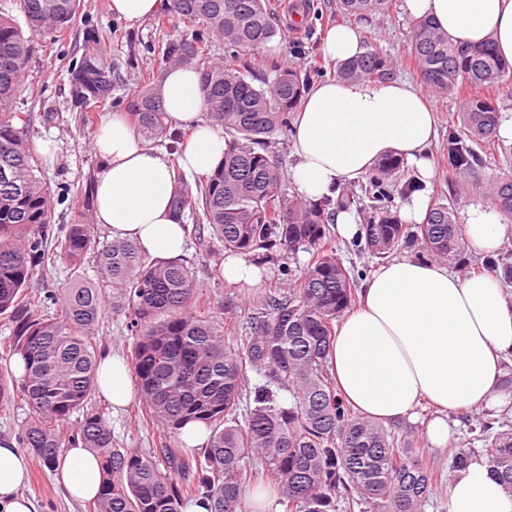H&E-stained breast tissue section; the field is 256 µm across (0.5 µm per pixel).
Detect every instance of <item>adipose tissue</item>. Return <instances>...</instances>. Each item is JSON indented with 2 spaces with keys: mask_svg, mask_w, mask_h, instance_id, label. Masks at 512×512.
Returning a JSON list of instances; mask_svg holds the SVG:
<instances>
[{
  "mask_svg": "<svg viewBox=\"0 0 512 512\" xmlns=\"http://www.w3.org/2000/svg\"><path fill=\"white\" fill-rule=\"evenodd\" d=\"M416 20H431L451 43L474 47L493 41L512 63V0H404ZM168 123L192 136L169 154L149 147L118 114L95 137L101 171L94 187L95 219L112 238L135 242L154 257L174 260L187 247L183 221L171 206L177 173H211L224 160V133L206 121L198 72L168 68L162 81ZM438 136L437 114L405 81L375 85L337 78L316 84L293 123L292 181L300 195L318 202L342 185L369 174L395 156L413 166L421 183L434 175L429 148ZM473 250L497 253L512 237L498 208L468 209L461 226ZM512 357V293L494 273L460 277L444 264L411 257L378 265L360 288V304L336 328L329 366L339 394L355 411L382 424L432 410L426 425L431 445H448V415L476 408L503 412V363ZM97 387L113 409L133 399L130 369L105 354ZM56 481L72 497L89 500L102 484L93 451L67 449L52 465ZM29 460L15 442L0 441V512H36L20 494ZM448 512H512V496L472 462L448 487Z\"/></svg>",
  "mask_w": 512,
  "mask_h": 512,
  "instance_id": "1",
  "label": "adipose tissue"
}]
</instances>
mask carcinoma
<instances>
[{"mask_svg":"<svg viewBox=\"0 0 512 512\" xmlns=\"http://www.w3.org/2000/svg\"><path fill=\"white\" fill-rule=\"evenodd\" d=\"M29 35L0 14V315L14 323L3 356H20L23 374L0 373V405L18 397L30 420L17 445L52 467L66 449L82 445L100 460L103 479L91 512H182L195 501L207 512H237L258 462L274 481L284 512H423L443 468L424 456L412 428L402 441L381 423L354 411L337 393L328 365L336 321L355 303L356 284L334 250V216L357 203L342 188L336 199L312 203L282 190L281 172L268 151V137L288 124L311 81L323 74L314 63L302 75L279 69L272 85H254L243 52L282 36L270 0H167L165 12L191 29V36L168 44L167 64H190L201 78L206 115L224 129V161L197 177L189 193L182 174L174 211L197 215L194 232L207 250L204 230L230 254L244 253L262 265L278 245L311 255L303 274L286 287L270 288L252 302L243 344L225 342L224 323L209 313L186 260L153 258L133 242L115 239L98 247L94 225L67 224L56 247L78 269L97 251L101 275L112 287V302L128 313L134 338L128 364L144 413L141 423L159 428L155 448H118L102 408L92 404L97 390L99 321L106 291L76 280L60 296H49L60 314L44 313L28 296L34 268L45 258L44 232L54 211L51 191L24 134L26 116L13 110L29 60L30 37L66 32L81 0H14ZM392 0H336L344 18L361 19L388 11ZM224 41V61L212 55L211 38ZM411 60L422 81L439 95L464 88L492 89L512 81V64L492 42L463 48L427 20L415 23ZM389 56L377 49L336 67V77L376 84L393 78ZM70 96L82 110L106 100L112 73L87 52L70 72ZM143 137L184 143L185 132L165 123L161 82L155 77L126 103ZM494 99L468 98L462 125L448 133V166L467 185L487 193L512 217V177L483 178L486 156L499 144ZM402 161H380L362 191L370 200L363 213L364 248L375 255L413 242L429 258L450 261L462 245L454 212L434 203L422 223L411 228L389 207L391 183L401 182ZM263 382L247 383V371ZM245 420H239L241 404ZM82 418L72 420L75 412ZM467 446H450L448 473L456 478L471 461L484 457L492 476L512 496V420L485 413L466 416ZM188 423L210 430L205 448L182 450L178 435Z\"/></svg>","mask_w":512,"mask_h":512,"instance_id":"carcinoma-1","label":"carcinoma"}]
</instances>
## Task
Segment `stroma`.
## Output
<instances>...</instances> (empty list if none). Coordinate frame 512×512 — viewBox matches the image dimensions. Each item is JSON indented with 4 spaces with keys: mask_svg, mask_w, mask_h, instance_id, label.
Here are the masks:
<instances>
[{
    "mask_svg": "<svg viewBox=\"0 0 512 512\" xmlns=\"http://www.w3.org/2000/svg\"><path fill=\"white\" fill-rule=\"evenodd\" d=\"M271 3L284 34L260 49L247 52L245 59L256 76V85L271 84L276 78L277 64L284 59L301 70L321 60L327 73H334L333 63L324 60L322 46L327 31L339 23L335 0H271ZM413 24L404 9V0H392L387 13L372 14L358 22L364 47L391 56L396 61L397 78L416 85L420 79L409 64ZM185 33L184 24L176 18L161 22L153 16L133 26L110 12L109 0H83L75 23L62 36L32 38L30 60L14 109L27 117L25 133L30 148H38L40 142L47 139L57 146L54 158L41 156L37 159L54 198L52 232L76 222L81 210L79 202L91 196L100 169V160L93 149L96 130L83 124L80 110L71 102L70 69L80 62L87 50L94 49L104 65L114 71L115 88L96 114L101 121L108 115L124 113L127 99L140 89L148 75H163L166 45ZM428 101L438 115L439 135L430 147L435 176L424 185L423 191L428 199L448 205L461 219L467 208L490 203L482 193L464 192L450 183L446 162L448 131L460 120L464 98L454 93L441 98L432 95ZM211 248L212 256H203L197 240L188 238L184 258L193 265L213 315L223 319L239 312L242 301L255 299L265 289L274 287L280 275L298 278L310 259L305 252L284 255L279 264L267 265L260 282L230 286L218 271L224 246L216 241ZM282 265L287 268L283 274L278 271ZM78 275L93 283L100 282L95 253H87L79 272L75 273L63 256L50 252L44 263L36 266L29 289L44 297L67 287ZM127 321L128 316L123 312L106 311L97 334L101 350L129 355L133 338L126 327ZM141 414L142 408L137 402L124 412L108 413L112 437L118 447L146 451L157 442L156 428L138 425ZM23 492L34 498L37 512H89L88 503L68 499L51 469L36 460L30 463V481Z\"/></svg>",
    "mask_w": 512,
    "mask_h": 512,
    "instance_id": "1",
    "label": "stroma"
}]
</instances>
